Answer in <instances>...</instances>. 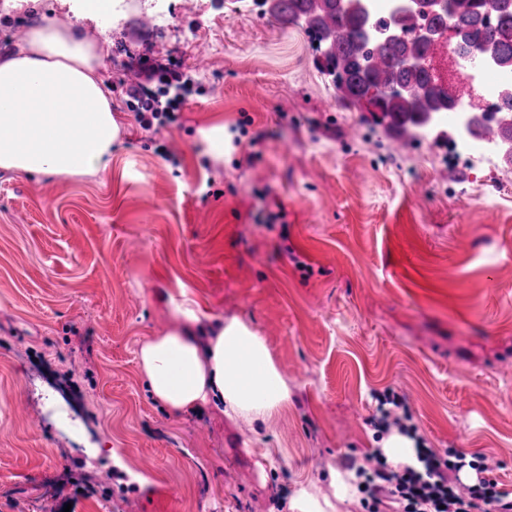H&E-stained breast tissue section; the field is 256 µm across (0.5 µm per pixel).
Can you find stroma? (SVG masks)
<instances>
[{"label":"stroma","instance_id":"obj_1","mask_svg":"<svg viewBox=\"0 0 512 512\" xmlns=\"http://www.w3.org/2000/svg\"><path fill=\"white\" fill-rule=\"evenodd\" d=\"M154 2L112 0L104 24L78 0H0V50L37 19L101 48L122 129L97 176L0 170V512H301L302 488L359 512L340 463L377 448L389 388L430 447L485 455L512 494V165L391 152L270 0H164L162 30ZM143 55L195 83L158 137L176 166L119 85ZM183 294L202 326L263 336L291 392L277 417L147 394L138 344Z\"/></svg>","mask_w":512,"mask_h":512}]
</instances>
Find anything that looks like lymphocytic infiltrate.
<instances>
[{"mask_svg": "<svg viewBox=\"0 0 512 512\" xmlns=\"http://www.w3.org/2000/svg\"><path fill=\"white\" fill-rule=\"evenodd\" d=\"M140 80L125 88L127 104L139 127L154 135L177 123L188 92L182 74L175 68L145 58L137 63ZM377 413L370 420L377 437L391 432L413 439L415 463L388 465L382 451H374L372 466L348 455L341 462L354 472L364 512H380L385 503L396 512H512V494L499 491L491 477L493 466L481 454H465L451 448H429L411 422L404 395L387 390L376 394ZM474 472V483L459 479L462 471Z\"/></svg>", "mask_w": 512, "mask_h": 512, "instance_id": "obj_1", "label": "lymphocytic infiltrate"}]
</instances>
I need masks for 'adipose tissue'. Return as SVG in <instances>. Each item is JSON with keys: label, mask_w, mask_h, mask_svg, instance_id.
Wrapping results in <instances>:
<instances>
[{"label": "adipose tissue", "mask_w": 512, "mask_h": 512, "mask_svg": "<svg viewBox=\"0 0 512 512\" xmlns=\"http://www.w3.org/2000/svg\"><path fill=\"white\" fill-rule=\"evenodd\" d=\"M105 70L101 50L74 27L33 24L23 45L1 54L0 169L57 177L107 171L120 126ZM168 304V328L137 351L154 401L175 414L210 408L250 423L287 406L288 381L262 336L236 318L198 332L196 304Z\"/></svg>", "instance_id": "1"}]
</instances>
